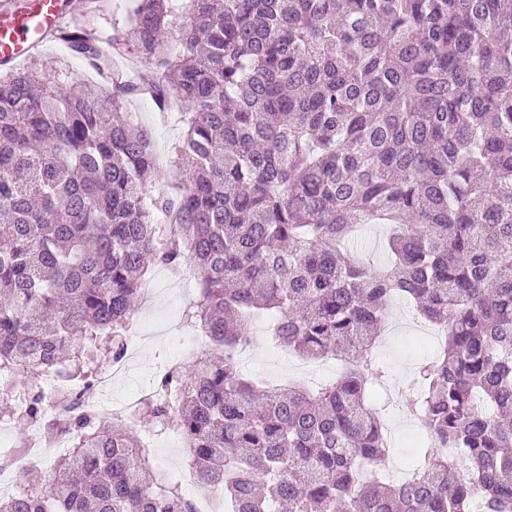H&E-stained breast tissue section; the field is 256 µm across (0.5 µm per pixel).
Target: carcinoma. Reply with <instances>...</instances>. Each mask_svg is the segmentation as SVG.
<instances>
[{"mask_svg": "<svg viewBox=\"0 0 512 512\" xmlns=\"http://www.w3.org/2000/svg\"><path fill=\"white\" fill-rule=\"evenodd\" d=\"M184 9L178 24L173 0H134L110 55L82 23L57 30L103 84L75 91L61 66L0 80L3 415L41 417L47 373L81 381L44 424L70 441L51 490L30 468L0 512H195L143 437L82 409L158 264L193 268L185 319L211 348L165 368L140 417L178 433L220 512H512V0ZM129 47L133 81L110 60ZM131 94L184 108L175 203L144 190L155 156ZM364 224L399 226L382 267L353 253ZM395 299L446 336L399 389L440 446L403 480L365 472L391 448L372 389ZM260 314L280 346L345 371L315 391L256 385L235 357Z\"/></svg>", "mask_w": 512, "mask_h": 512, "instance_id": "1", "label": "carcinoma"}]
</instances>
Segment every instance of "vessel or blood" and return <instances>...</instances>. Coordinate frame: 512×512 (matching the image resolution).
<instances>
[{
    "label": "vessel or blood",
    "mask_w": 512,
    "mask_h": 512,
    "mask_svg": "<svg viewBox=\"0 0 512 512\" xmlns=\"http://www.w3.org/2000/svg\"><path fill=\"white\" fill-rule=\"evenodd\" d=\"M74 0H34L28 11L16 8V0H0V61L14 63L46 42L72 15Z\"/></svg>",
    "instance_id": "1"
}]
</instances>
